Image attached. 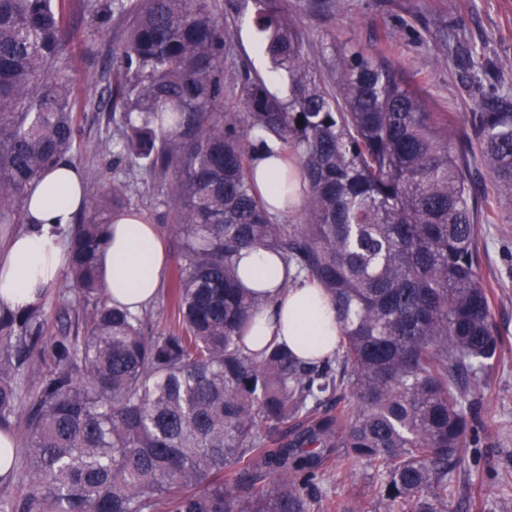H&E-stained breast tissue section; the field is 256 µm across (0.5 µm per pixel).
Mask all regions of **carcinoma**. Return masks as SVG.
Masks as SVG:
<instances>
[{
  "label": "carcinoma",
  "mask_w": 512,
  "mask_h": 512,
  "mask_svg": "<svg viewBox=\"0 0 512 512\" xmlns=\"http://www.w3.org/2000/svg\"><path fill=\"white\" fill-rule=\"evenodd\" d=\"M68 0H0V225L25 223L28 185L73 162L86 108L62 53ZM112 48L109 106L129 160L68 231L69 284L54 369L38 377L47 330L36 305L0 313V427H22L24 491L0 512H324L319 484L364 460L385 512H451L474 399L501 341L478 273L490 221L467 155L413 77L354 48L321 75L286 0H253L252 23L278 96L254 71L224 107V0H83ZM467 113L499 208L512 209V91L477 88ZM274 143L300 170L294 224L268 213L253 163ZM165 189L181 261L167 302L178 328L144 334L109 304L97 260L138 169ZM244 248L279 253L288 280L325 291L336 350L303 360L244 342L259 296L241 287ZM331 404L336 412L317 414ZM262 482L244 497L240 482Z\"/></svg>",
  "instance_id": "1"
}]
</instances>
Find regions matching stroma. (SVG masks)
Masks as SVG:
<instances>
[{
	"mask_svg": "<svg viewBox=\"0 0 512 512\" xmlns=\"http://www.w3.org/2000/svg\"><path fill=\"white\" fill-rule=\"evenodd\" d=\"M253 6L244 0H226L224 13L230 26L233 54L224 64L225 104L238 73L251 56L244 37L252 33ZM288 14L296 20L308 43L318 71L334 67L330 45L354 46L371 51L384 37L397 42V58L408 71L425 77L426 98L437 111L454 112L449 136L457 149L476 145L466 121L478 95L471 83L479 78L491 87L498 74L512 72V0H329L317 11L310 0H288ZM116 25L99 26L84 11L81 0H72L69 35L64 53L71 60L82 95L90 105L79 116L76 164L88 192L108 186L123 167L101 143L114 131L106 113L96 105L112 68L118 64L110 51L118 36ZM481 51V68L468 69L466 49ZM127 209L142 213L164 238L172 263L180 261V245L171 231L169 210L162 191L148 174H141L128 195ZM479 273L492 291L491 315L501 340V355L478 395L476 412L483 429L465 463L452 476L456 494L452 512H512V211H496L491 223L478 227ZM363 462L352 470L327 471L321 490L328 502H344L357 512H377Z\"/></svg>",
	"mask_w": 512,
	"mask_h": 512,
	"instance_id": "1",
	"label": "stroma"
}]
</instances>
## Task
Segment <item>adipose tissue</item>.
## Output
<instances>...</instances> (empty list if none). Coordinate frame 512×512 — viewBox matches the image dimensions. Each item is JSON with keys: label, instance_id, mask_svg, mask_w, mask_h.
<instances>
[{"label": "adipose tissue", "instance_id": "ef3b65f1", "mask_svg": "<svg viewBox=\"0 0 512 512\" xmlns=\"http://www.w3.org/2000/svg\"><path fill=\"white\" fill-rule=\"evenodd\" d=\"M284 163L277 151L254 163V179L273 215L296 211L303 194H278ZM82 200V178L69 163L49 167L29 186L25 199V230L0 242V307L22 312L37 305L60 278L66 264L64 235L73 224ZM169 263L164 240L156 227L131 213L110 226V239L99 256V272L111 304L137 313L157 294ZM245 287L266 297L247 333L249 349L270 341L286 343L300 358L332 353L339 329L336 315L321 288L307 282L285 287L288 272L273 251L248 249L239 258Z\"/></svg>", "mask_w": 512, "mask_h": 512}]
</instances>
